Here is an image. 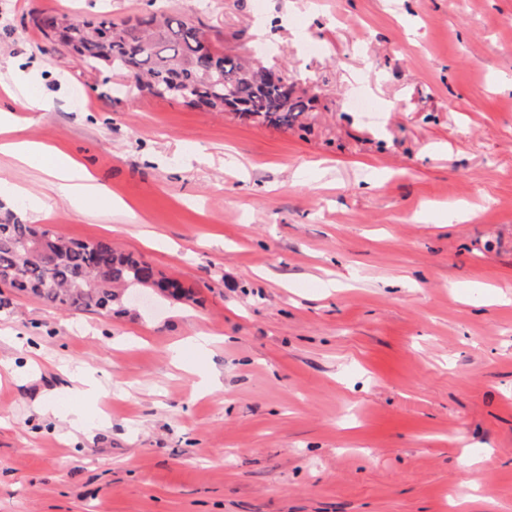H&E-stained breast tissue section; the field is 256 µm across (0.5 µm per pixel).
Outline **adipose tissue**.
Instances as JSON below:
<instances>
[{"label": "adipose tissue", "mask_w": 512, "mask_h": 512, "mask_svg": "<svg viewBox=\"0 0 512 512\" xmlns=\"http://www.w3.org/2000/svg\"><path fill=\"white\" fill-rule=\"evenodd\" d=\"M0 152L22 164H42L51 178L52 190L68 198L79 209L101 198H109V190L91 182L90 174L72 157L41 143L17 139L0 143Z\"/></svg>", "instance_id": "adipose-tissue-1"}]
</instances>
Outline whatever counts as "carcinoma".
<instances>
[{"label": "carcinoma", "mask_w": 512, "mask_h": 512, "mask_svg": "<svg viewBox=\"0 0 512 512\" xmlns=\"http://www.w3.org/2000/svg\"><path fill=\"white\" fill-rule=\"evenodd\" d=\"M37 15L34 25L89 69L128 73L129 94L148 91L167 100L205 103L213 112H238L262 125L289 126L308 110L283 79L272 80L259 64L198 51V28L170 11H150L135 22ZM0 288L68 311L129 314L127 291L148 288L184 304L195 302L181 283L158 272L142 256L107 239L72 240L48 228L23 224L9 212L0 220Z\"/></svg>", "instance_id": "obj_1"}]
</instances>
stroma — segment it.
I'll return each instance as SVG.
<instances>
[{"instance_id": "1", "label": "stroma", "mask_w": 512, "mask_h": 512, "mask_svg": "<svg viewBox=\"0 0 512 512\" xmlns=\"http://www.w3.org/2000/svg\"><path fill=\"white\" fill-rule=\"evenodd\" d=\"M163 3L311 108L276 128L124 95L30 16L146 0H0V82L49 99L0 108L112 193L76 211L0 155L14 217L202 300L0 295V512H512V0Z\"/></svg>"}]
</instances>
